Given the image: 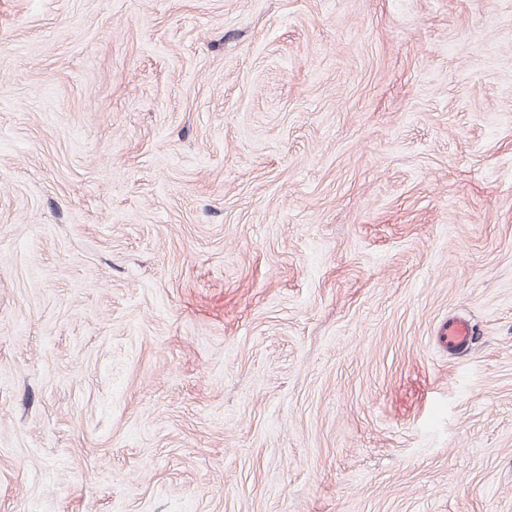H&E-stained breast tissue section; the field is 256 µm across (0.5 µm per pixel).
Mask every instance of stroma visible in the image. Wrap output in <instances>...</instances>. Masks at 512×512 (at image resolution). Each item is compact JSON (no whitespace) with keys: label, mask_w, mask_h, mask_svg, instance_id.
<instances>
[{"label":"stroma","mask_w":512,"mask_h":512,"mask_svg":"<svg viewBox=\"0 0 512 512\" xmlns=\"http://www.w3.org/2000/svg\"><path fill=\"white\" fill-rule=\"evenodd\" d=\"M0 512H512V0H0ZM442 336L449 349H461L473 342L475 331L468 320L451 319L445 325Z\"/></svg>","instance_id":"1"}]
</instances>
